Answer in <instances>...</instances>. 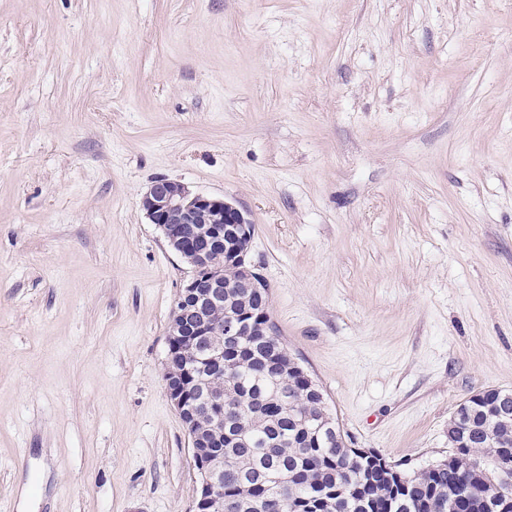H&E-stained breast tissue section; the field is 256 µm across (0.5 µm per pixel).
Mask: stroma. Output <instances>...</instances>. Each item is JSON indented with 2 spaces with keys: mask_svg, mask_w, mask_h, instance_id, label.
<instances>
[{
  "mask_svg": "<svg viewBox=\"0 0 512 512\" xmlns=\"http://www.w3.org/2000/svg\"><path fill=\"white\" fill-rule=\"evenodd\" d=\"M165 178L254 225L350 447L512 390V0H0V512H191Z\"/></svg>",
  "mask_w": 512,
  "mask_h": 512,
  "instance_id": "35a3bbf8",
  "label": "stroma"
}]
</instances>
